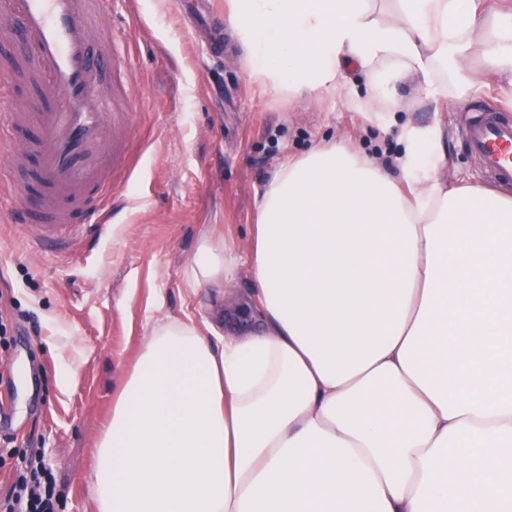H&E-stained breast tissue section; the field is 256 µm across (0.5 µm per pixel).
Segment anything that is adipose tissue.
I'll list each match as a JSON object with an SVG mask.
<instances>
[{
    "mask_svg": "<svg viewBox=\"0 0 512 512\" xmlns=\"http://www.w3.org/2000/svg\"><path fill=\"white\" fill-rule=\"evenodd\" d=\"M225 0L249 78L294 101L349 90L435 114L512 90V5ZM384 166L345 141L280 164L245 255L203 237L187 287L224 325L156 320L97 440L95 512H512V197L449 186L440 122ZM416 91L412 83H405L398 88L397 98L401 105L397 118L401 121L406 116L410 117L414 122L425 125L434 121V113L428 105L419 103L412 108H408L411 99L415 98ZM411 112V113H405Z\"/></svg>",
    "mask_w": 512,
    "mask_h": 512,
    "instance_id": "obj_1",
    "label": "adipose tissue"
}]
</instances>
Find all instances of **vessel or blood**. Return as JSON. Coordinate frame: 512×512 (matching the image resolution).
Instances as JSON below:
<instances>
[{
	"instance_id": "b4317fda",
	"label": "vessel or blood",
	"mask_w": 512,
	"mask_h": 512,
	"mask_svg": "<svg viewBox=\"0 0 512 512\" xmlns=\"http://www.w3.org/2000/svg\"><path fill=\"white\" fill-rule=\"evenodd\" d=\"M0 40L33 63L40 93L52 101L0 113V197L13 204L9 220L41 247L94 244L108 229L113 175L126 161L122 116L113 110L133 91L130 81H113L123 36L105 0H0ZM28 127L36 139H20ZM463 137L492 182L512 184V115L474 109Z\"/></svg>"
}]
</instances>
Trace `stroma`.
<instances>
[{
    "label": "stroma",
    "instance_id": "obj_1",
    "mask_svg": "<svg viewBox=\"0 0 512 512\" xmlns=\"http://www.w3.org/2000/svg\"><path fill=\"white\" fill-rule=\"evenodd\" d=\"M184 2L108 0L125 35L123 64L145 90L125 107L128 166L114 178L109 238L38 252L0 206V312L12 326L0 378L15 386L0 419V489L20 451L36 450L56 477L59 512H93L97 439L154 322L216 320L223 289L185 286L202 237L223 235L244 253L264 185L280 163L320 143L343 138L378 157L400 148L397 128L381 130L346 92L295 102L266 93L232 42L223 55L211 52ZM415 96L410 83L397 92L414 122L441 121L449 182L481 184V164L459 133L461 113L475 100L502 107L499 89L471 86L439 119Z\"/></svg>",
    "mask_w": 512,
    "mask_h": 512
}]
</instances>
